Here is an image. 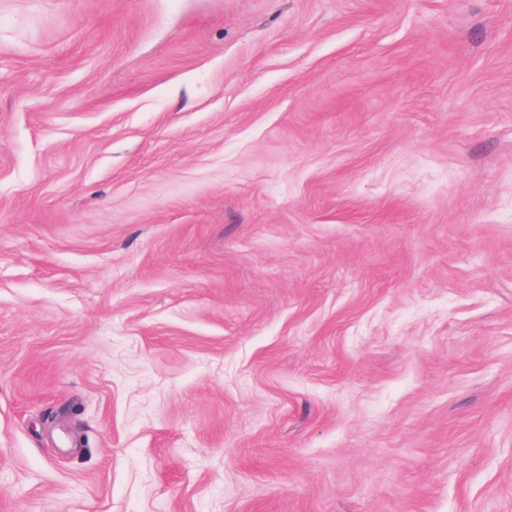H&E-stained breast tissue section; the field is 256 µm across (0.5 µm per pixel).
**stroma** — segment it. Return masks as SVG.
<instances>
[{
  "label": "stroma",
  "mask_w": 512,
  "mask_h": 512,
  "mask_svg": "<svg viewBox=\"0 0 512 512\" xmlns=\"http://www.w3.org/2000/svg\"><path fill=\"white\" fill-rule=\"evenodd\" d=\"M0 512H512V0H0Z\"/></svg>",
  "instance_id": "35a3bbf8"
}]
</instances>
